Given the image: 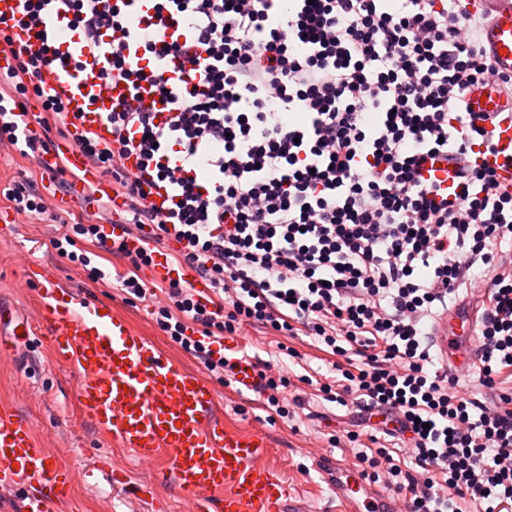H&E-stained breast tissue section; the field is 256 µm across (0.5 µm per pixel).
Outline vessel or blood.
Here are the masks:
<instances>
[{
    "label": "vessel or blood",
    "instance_id": "1",
    "mask_svg": "<svg viewBox=\"0 0 512 512\" xmlns=\"http://www.w3.org/2000/svg\"><path fill=\"white\" fill-rule=\"evenodd\" d=\"M477 4L490 18L483 30L484 48L500 73L512 75V0H477ZM47 48L68 56L70 65L47 68L46 92L60 96L68 112L79 114V133L111 143L104 116L130 97L124 83L105 77L109 46L87 44L49 6L39 33L15 30L12 45L0 49V71ZM468 102L472 111L493 114L502 110L505 98L491 89L478 90ZM37 165L49 175L65 167L73 177L75 194L91 186L99 195H114L111 181L87 160L78 143L40 155ZM145 192L147 205L163 212L171 208L174 191L170 183L146 185ZM153 272L165 280L189 282L201 303L211 298L209 282L171 263L166 252L155 253ZM479 311L478 303L467 297L452 305L435 325L434 341L449 375L470 370ZM36 322L46 327L57 361L77 369V397L85 414L138 460L168 453L176 484L193 498L192 512H211L216 493L224 496V512H301L287 482L275 468L260 462L269 447L266 435L225 429L215 414L216 393L211 383L164 357L128 321L99 305L79 304L52 278L42 288L35 319L22 318L16 325L28 335ZM225 348L238 390L252 391L257 384L255 361L246 355L241 342H228ZM320 469L349 512H365L361 505L365 499L375 512H402L395 498L373 489L352 463L325 459ZM69 481V474L52 467L44 448L35 443L30 422L1 409L0 485L26 488L22 512H51L53 499L45 495V488L61 490Z\"/></svg>",
    "mask_w": 512,
    "mask_h": 512
}]
</instances>
